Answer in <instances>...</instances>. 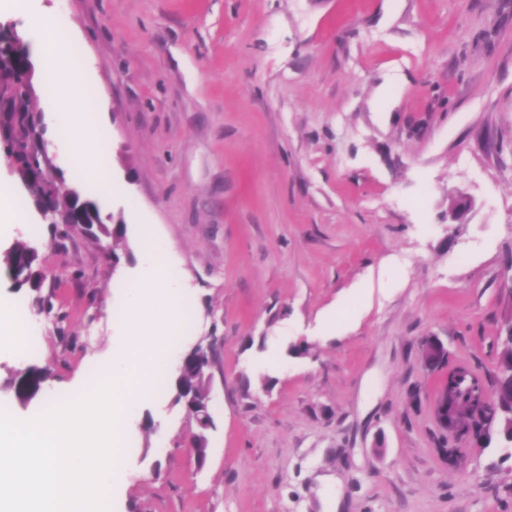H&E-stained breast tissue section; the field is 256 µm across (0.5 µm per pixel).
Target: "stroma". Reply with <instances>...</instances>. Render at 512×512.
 Wrapping results in <instances>:
<instances>
[{
    "label": "stroma",
    "instance_id": "1",
    "mask_svg": "<svg viewBox=\"0 0 512 512\" xmlns=\"http://www.w3.org/2000/svg\"><path fill=\"white\" fill-rule=\"evenodd\" d=\"M41 5L93 101L87 148L107 180L53 162L124 238L55 240L19 192L34 228L0 258L29 241L55 277L36 292L0 268V298L31 311L29 361L49 374L21 406L0 354V407L27 420L111 373L149 224L187 312L176 354L219 339L215 426L200 468L173 391L140 405L112 512H321L324 495L348 512H512V457L436 418L449 372L493 387L512 322V0ZM456 189L474 200L461 226ZM424 336L444 367H423ZM472 197L463 190H455L451 193L448 215L452 224H465L463 218L467 211L472 207Z\"/></svg>",
    "mask_w": 512,
    "mask_h": 512
}]
</instances>
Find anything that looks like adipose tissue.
Listing matches in <instances>:
<instances>
[{"instance_id":"adipose-tissue-1","label":"adipose tissue","mask_w":512,"mask_h":512,"mask_svg":"<svg viewBox=\"0 0 512 512\" xmlns=\"http://www.w3.org/2000/svg\"><path fill=\"white\" fill-rule=\"evenodd\" d=\"M27 0H0V15L6 14L21 20L23 28L37 38V46L43 55L52 61L46 76L58 94L72 103L83 98V82L80 74L67 63L68 44L64 38L55 36L43 13L26 8ZM82 121L69 113L63 116L60 131L54 135L53 143L68 152L82 178L90 182L99 181L103 175L101 159L88 153L82 135Z\"/></svg>"}]
</instances>
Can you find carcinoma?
Instances as JSON below:
<instances>
[{
    "instance_id": "cac0c4a2",
    "label": "carcinoma",
    "mask_w": 512,
    "mask_h": 512,
    "mask_svg": "<svg viewBox=\"0 0 512 512\" xmlns=\"http://www.w3.org/2000/svg\"><path fill=\"white\" fill-rule=\"evenodd\" d=\"M0 134L3 135L6 153L12 159L14 172L22 181L27 194L36 199L48 195V189L39 178L38 171L43 161V133L33 128L34 111L32 101L35 88L32 82L34 63L28 46L17 34H5L0 38ZM77 202L72 199L58 198L55 201V221L64 225L62 236L70 229L80 227L92 230L97 227L112 238V246H117L123 236V225L112 228L104 224L94 225L99 220L98 211L93 204L75 214ZM6 273L13 274L20 264L37 271L38 255L25 242H18L3 258ZM208 358V352L201 346L187 359L178 380L174 381L175 402L183 404L195 422L203 420L204 406L209 392V381L198 375L196 364L200 358ZM47 369L30 364L15 374L8 382V390L17 403H26L39 396L44 388ZM484 390L481 381L465 373L452 379L450 404L469 403L472 408L464 421V429L475 439L490 436L493 429L499 428V421L506 420L512 412V395L505 394L494 407L479 404V396Z\"/></svg>"
}]
</instances>
